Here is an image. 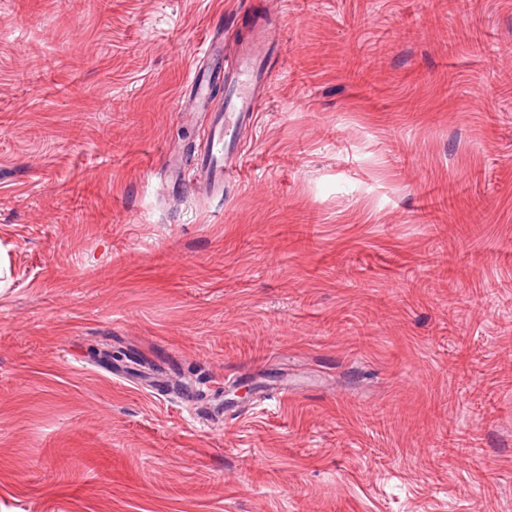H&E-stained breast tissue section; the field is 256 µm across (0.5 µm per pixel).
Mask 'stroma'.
<instances>
[{
	"mask_svg": "<svg viewBox=\"0 0 512 512\" xmlns=\"http://www.w3.org/2000/svg\"><path fill=\"white\" fill-rule=\"evenodd\" d=\"M0 512H512V0H0ZM274 26V25H273ZM273 26L258 23L251 40L242 44L235 57V80L225 97L224 112H214L199 145L197 165L181 167L176 156L170 153L166 166L177 181L196 183L204 178L213 187L221 188L232 182L241 167V154L236 150V130L250 124L258 112L257 89L268 83L265 71L258 64L267 45ZM202 56L203 64L196 67L189 76L193 91L191 112H209L212 82L217 77H224V30H211L203 46Z\"/></svg>",
	"mask_w": 512,
	"mask_h": 512,
	"instance_id": "obj_1",
	"label": "stroma"
}]
</instances>
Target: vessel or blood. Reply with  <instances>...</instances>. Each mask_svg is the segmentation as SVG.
<instances>
[{
	"label": "vessel or blood",
	"instance_id": "b4317fda",
	"mask_svg": "<svg viewBox=\"0 0 512 512\" xmlns=\"http://www.w3.org/2000/svg\"><path fill=\"white\" fill-rule=\"evenodd\" d=\"M271 35L270 25L259 23L250 41L240 46L235 57V80L225 97L223 111L211 112V89L215 78L224 74V32L212 29L202 49L204 62L189 76L193 96L190 109L210 112L211 119L199 146L195 167L180 166L176 156H169L167 167L177 181L206 180L214 187L232 182L241 167V155L235 146L238 128L253 121L259 108L257 89L268 77L258 64Z\"/></svg>",
	"mask_w": 512,
	"mask_h": 512
}]
</instances>
